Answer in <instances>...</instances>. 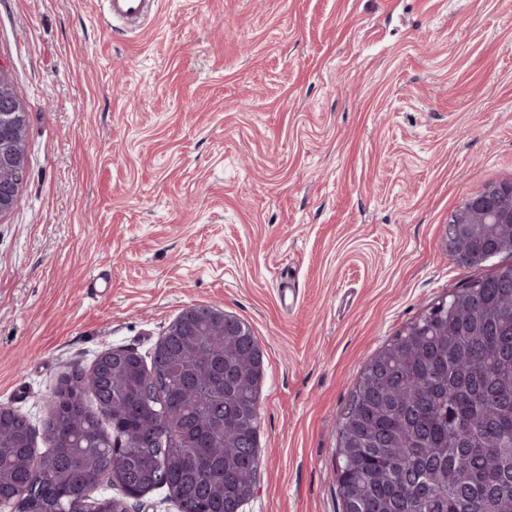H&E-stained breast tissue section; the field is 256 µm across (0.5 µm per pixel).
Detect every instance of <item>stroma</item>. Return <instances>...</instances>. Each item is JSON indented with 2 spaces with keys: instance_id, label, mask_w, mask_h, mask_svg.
<instances>
[{
  "instance_id": "stroma-1",
  "label": "stroma",
  "mask_w": 512,
  "mask_h": 512,
  "mask_svg": "<svg viewBox=\"0 0 512 512\" xmlns=\"http://www.w3.org/2000/svg\"><path fill=\"white\" fill-rule=\"evenodd\" d=\"M102 9L0 0L30 171L0 216V405L47 449L61 377L218 307L266 369L243 512H341L336 424L365 365L507 261L443 241L512 183V0H159L128 36Z\"/></svg>"
}]
</instances>
